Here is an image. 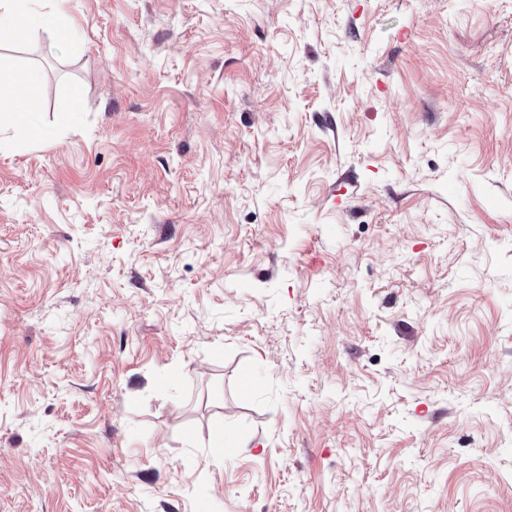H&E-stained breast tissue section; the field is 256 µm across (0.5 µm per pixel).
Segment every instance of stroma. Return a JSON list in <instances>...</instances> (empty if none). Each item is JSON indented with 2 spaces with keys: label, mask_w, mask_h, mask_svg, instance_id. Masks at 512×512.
<instances>
[{
  "label": "stroma",
  "mask_w": 512,
  "mask_h": 512,
  "mask_svg": "<svg viewBox=\"0 0 512 512\" xmlns=\"http://www.w3.org/2000/svg\"><path fill=\"white\" fill-rule=\"evenodd\" d=\"M62 10L0 44V512H512V0ZM35 72L21 74L15 58L0 53V134L5 130L34 134L41 111V101L35 87ZM25 87V90H22Z\"/></svg>",
  "instance_id": "1"
}]
</instances>
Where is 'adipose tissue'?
Returning <instances> with one entry per match:
<instances>
[{
	"mask_svg": "<svg viewBox=\"0 0 512 512\" xmlns=\"http://www.w3.org/2000/svg\"><path fill=\"white\" fill-rule=\"evenodd\" d=\"M37 28L51 30L62 40L70 35L51 0H0V42L17 39ZM37 80L36 73H21L12 55L0 53V132H37L41 110L35 91Z\"/></svg>",
	"mask_w": 512,
	"mask_h": 512,
	"instance_id": "ef3b65f1",
	"label": "adipose tissue"
}]
</instances>
